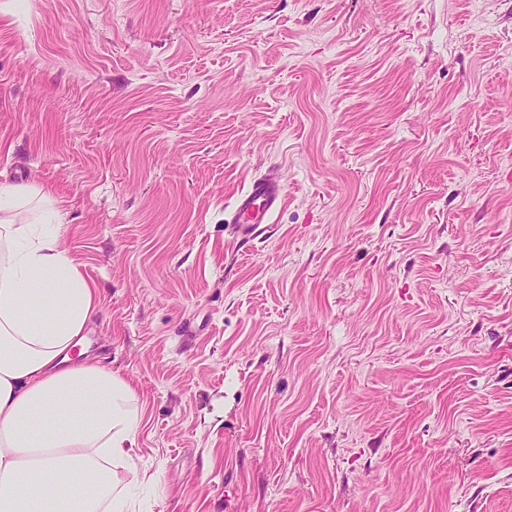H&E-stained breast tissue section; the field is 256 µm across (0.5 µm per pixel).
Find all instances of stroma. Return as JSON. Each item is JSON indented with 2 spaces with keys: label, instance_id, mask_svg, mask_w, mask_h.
<instances>
[{
  "label": "stroma",
  "instance_id": "stroma-1",
  "mask_svg": "<svg viewBox=\"0 0 512 512\" xmlns=\"http://www.w3.org/2000/svg\"><path fill=\"white\" fill-rule=\"evenodd\" d=\"M0 172L98 290L136 512H512V0H0ZM285 201L282 183L273 175L254 179L247 190L235 200L230 218L226 220L234 237L248 243L256 238L269 224L270 216Z\"/></svg>",
  "mask_w": 512,
  "mask_h": 512
}]
</instances>
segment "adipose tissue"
<instances>
[{
  "instance_id": "obj_1",
  "label": "adipose tissue",
  "mask_w": 512,
  "mask_h": 512,
  "mask_svg": "<svg viewBox=\"0 0 512 512\" xmlns=\"http://www.w3.org/2000/svg\"><path fill=\"white\" fill-rule=\"evenodd\" d=\"M55 200L0 181V512H134L136 393L79 346L97 290Z\"/></svg>"
}]
</instances>
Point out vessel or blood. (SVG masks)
<instances>
[{"mask_svg": "<svg viewBox=\"0 0 512 512\" xmlns=\"http://www.w3.org/2000/svg\"><path fill=\"white\" fill-rule=\"evenodd\" d=\"M284 201V187L275 176L254 179L235 200L228 220L231 233L244 243L256 238Z\"/></svg>", "mask_w": 512, "mask_h": 512, "instance_id": "vessel-or-blood-1", "label": "vessel or blood"}]
</instances>
